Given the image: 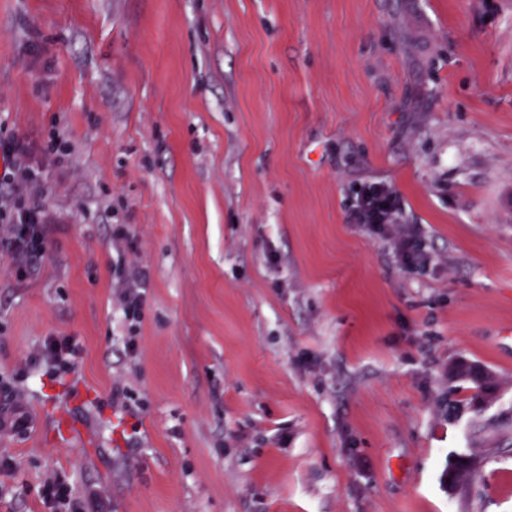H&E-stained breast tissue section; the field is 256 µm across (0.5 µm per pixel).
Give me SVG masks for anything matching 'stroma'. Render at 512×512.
Wrapping results in <instances>:
<instances>
[{
	"mask_svg": "<svg viewBox=\"0 0 512 512\" xmlns=\"http://www.w3.org/2000/svg\"><path fill=\"white\" fill-rule=\"evenodd\" d=\"M15 139L49 224L26 278L0 249L30 418L0 428V512H512V447L448 491L474 451L449 367L512 413V0H0ZM370 184L426 268L356 223ZM122 230L151 275L133 352ZM53 337L83 350L55 379ZM457 367H455L453 371V377L459 380H463L471 385L472 389H479L482 394H484L483 398H477L475 395L472 396V404L470 402V408L474 410L476 416H480L483 411L488 409V403H486L485 395L490 390L491 385L484 380L480 371H474L472 367L469 368L467 372H459L457 371ZM481 460L476 455H461L448 465V475H453V493L464 494L477 475Z\"/></svg>",
	"mask_w": 512,
	"mask_h": 512,
	"instance_id": "35a3bbf8",
	"label": "stroma"
}]
</instances>
